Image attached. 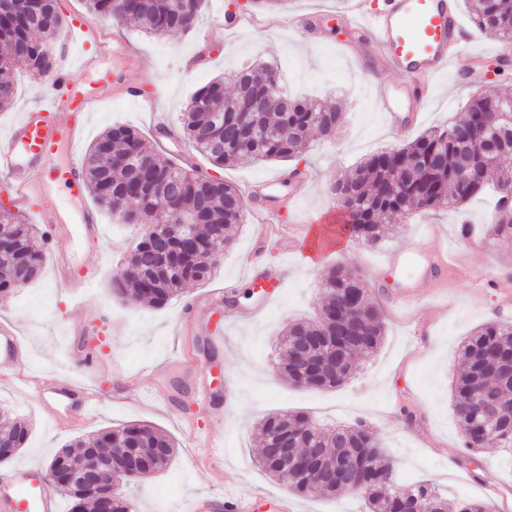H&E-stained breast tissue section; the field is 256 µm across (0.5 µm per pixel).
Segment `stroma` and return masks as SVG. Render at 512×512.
<instances>
[{"label":"stroma","instance_id":"obj_1","mask_svg":"<svg viewBox=\"0 0 512 512\" xmlns=\"http://www.w3.org/2000/svg\"><path fill=\"white\" fill-rule=\"evenodd\" d=\"M349 6L350 0H289L286 9L273 12L272 26L229 28L225 16L231 0H205L195 29L161 39L104 20L107 30L120 31L143 55L140 69L124 70L121 61L112 58L107 68L124 71L127 80L157 97L159 108L150 113L112 99L93 115L81 149H88L114 123L132 125L154 141L152 127L162 117L174 132L169 155L189 154L180 118L191 95L245 61L277 64L288 92L339 104L346 119L335 137L312 141L295 161L223 168L224 180L239 188L295 167L310 178L289 219L269 224L261 211H252L213 276L188 286L163 308L114 295L113 279L126 265L138 227L116 223L105 210L100 213L101 243L84 248L81 256L84 265L97 271L81 297V335L71 333L73 300L69 289L56 283L51 266L10 295L7 314L27 349L13 369V385L0 388V408L31 428L17 464L45 467L55 452L75 440L141 422L171 436L177 454L166 471L136 484V512H184L191 499L219 489L254 496L256 512H273V498L286 496L296 512H336L340 506L345 512H366L363 499L350 493L336 498L291 495L284 483L258 467L255 425L269 414L292 411L327 424L365 421L377 429L404 483L430 479L448 499L483 500L494 512H512L511 465L484 454L479 458L483 477L477 480L472 470L457 463L463 438L451 401L461 342L485 322L498 318L512 324V309L493 313L499 288L512 289V239L480 232L493 216L492 194L472 199L460 212L441 208L415 213L406 218L405 230L391 232L378 247L352 240L344 248L325 249L318 266L306 262L310 219L338 210L333 183L368 155L397 141L372 94L373 85L393 83L397 77L382 65L374 36L349 29ZM312 16L324 31V42L309 43L300 34L301 25ZM473 37L474 49L484 56L482 66L471 68L464 57L453 62L437 80L416 133L459 119L469 97L483 87L512 95V70L498 69L499 36L477 30ZM15 85L12 106L0 111V135L47 92L44 76L22 70L15 74ZM464 218L478 227V234L461 236ZM413 231L424 239L439 236L456 273L421 304L398 310L386 289L392 274L382 262ZM340 263L356 267L364 279L370 301L381 312L383 341L344 384L300 388L279 372L275 338L289 321L314 319L325 272ZM260 265L285 268L286 281L273 303L251 317L247 311L255 296L250 275ZM486 272L495 274L498 288H482L480 277ZM216 292L229 293V301L220 307L208 305V295ZM194 299L200 305L192 326L182 308ZM206 343L215 348V358L205 355ZM88 348L96 352L99 368L86 365ZM50 374L92 393L94 409L83 427L57 428L37 397L36 382ZM203 387L210 400L204 409L199 406Z\"/></svg>","mask_w":512,"mask_h":512}]
</instances>
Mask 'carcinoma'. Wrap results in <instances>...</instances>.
<instances>
[{"label": "carcinoma", "mask_w": 512, "mask_h": 512, "mask_svg": "<svg viewBox=\"0 0 512 512\" xmlns=\"http://www.w3.org/2000/svg\"><path fill=\"white\" fill-rule=\"evenodd\" d=\"M204 0H85L88 15L96 20L109 18L121 26H132L163 38L174 32H188L198 21ZM473 24L480 30L494 31L512 40V0H464ZM58 15L56 0H27L23 13L13 24L0 25V45L7 50L0 57V108L14 98V71L37 72L35 63L53 66L45 58L46 38ZM269 77L281 79L278 69L268 64H254L237 70L229 77L235 97L251 95V109L238 112L226 97L224 78L218 77L200 87L191 97L183 115V132L194 150L211 165L223 167L247 162L296 159L310 142L305 121L319 125L324 136L336 134L341 125L339 106L306 100L289 99L279 92L266 96L261 82ZM499 120L488 125L485 113L488 102L473 94L463 116L443 128L430 130L402 147L377 151L361 161L332 187L342 209L354 216L352 226L339 227L338 233L358 238L375 246L388 232L393 217L409 215L417 210L460 208L484 194L487 188L499 186L512 177V168L503 166L504 159L480 160L477 178L466 184L455 170V157L467 145L454 141L455 132L464 129L469 141L479 146L487 139L512 137V97L498 96ZM109 146L112 155L107 170H102L100 148ZM419 159L423 174L417 179L405 176L408 161ZM86 186L95 201L113 211L117 201L134 203L126 210V224H139L142 217L154 218L153 225L173 211L195 216V240L171 250V264L164 270L145 267L149 251L154 249L155 234L141 232L134 249L140 258H129L123 283L114 290L128 293L135 300L161 307L189 284L211 278L217 262L205 261L206 254L222 252L232 242L235 230L244 223L241 211L244 198L240 190L209 174L202 173L187 156L180 161L148 146L137 129L115 123L90 144L85 161ZM506 200L496 196L493 232L512 239V218L505 215ZM36 227L20 216L0 209V236L11 245V251L0 257V292H9L36 277L46 260L34 245ZM384 326L378 308L369 302L367 288L358 273L346 266H333L327 272L318 313L310 322H293L279 337L282 355L280 369L290 380L297 376V365L288 358V342L304 338L311 345L313 357L339 356L346 346L344 362L331 369L326 366L307 376L310 387H336L347 380L366 359L380 347ZM463 369L453 380V407L468 454L460 463H475L477 453L488 446L512 458V378L505 371L512 368V324L497 321L477 327L461 346ZM493 391L504 416L481 429L475 426L473 403L484 390ZM262 447L276 448L288 444L295 459L315 472L306 480L299 474L288 478V489L299 495L318 492L328 497L356 492L364 487L361 497L368 512H448V499L434 483L421 481L403 487L394 463L383 452L377 433L363 421L351 425L325 426L301 413L280 412L262 419L256 426ZM30 428L20 420L10 419L0 411V434L14 440V448L0 456V463L14 459L25 447ZM94 443L117 452L114 462L123 489L140 481L128 474L130 456L159 450L163 455L157 469L166 468L177 453L175 441L156 427L134 422L94 434L90 440H79L76 454L64 447L47 464L50 481L66 492L67 460H81L88 468L94 459L85 451ZM340 458L350 460L353 484L332 473ZM258 466L270 477L283 481L285 465L276 457L260 458Z\"/></svg>", "instance_id": "obj_1"}]
</instances>
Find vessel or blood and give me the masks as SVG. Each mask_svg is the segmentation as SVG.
<instances>
[{
	"label": "vessel or blood",
	"instance_id": "b4317fda",
	"mask_svg": "<svg viewBox=\"0 0 512 512\" xmlns=\"http://www.w3.org/2000/svg\"><path fill=\"white\" fill-rule=\"evenodd\" d=\"M353 29L375 34L386 64L395 71L399 82L374 85L388 124L402 132L415 127L421 119V107L433 93V81L461 54H469L472 63L480 57L473 53L472 35L450 8L448 0H382L372 7L370 0H357L349 17ZM67 37L93 45L90 53L77 60L78 78L59 73L48 79V91L36 110L24 113L9 132L0 136V175L11 181L13 202L32 210L34 221L46 225L49 239L67 236L83 244L101 237L97 210L86 198L84 170L78 145L93 112L118 97L145 108H154L153 97L144 95L139 86L107 71L104 63L121 56L125 66L140 61L136 51L123 44L98 24L79 20L68 28ZM67 151L66 163H58L60 151ZM300 186L278 178L253 182L249 194L267 198L265 214L272 220L281 216L284 198L297 196ZM384 264L398 271L396 299L402 303L419 301L426 288L437 279L448 278L454 269L438 242L420 248L406 245L392 250ZM53 271L70 287L83 288L92 272L74 264L72 255H54ZM282 273L254 275L252 284L269 306L283 285ZM24 354V343L16 327L0 324V382L12 379L8 371ZM36 391L51 407V415L63 426L84 424L93 408V396L84 387L51 377L41 381ZM254 512V501L234 493H212L195 498L189 512ZM0 512H57L55 493L44 483L42 472L34 466H18L0 477Z\"/></svg>",
	"mask_w": 512,
	"mask_h": 512
}]
</instances>
